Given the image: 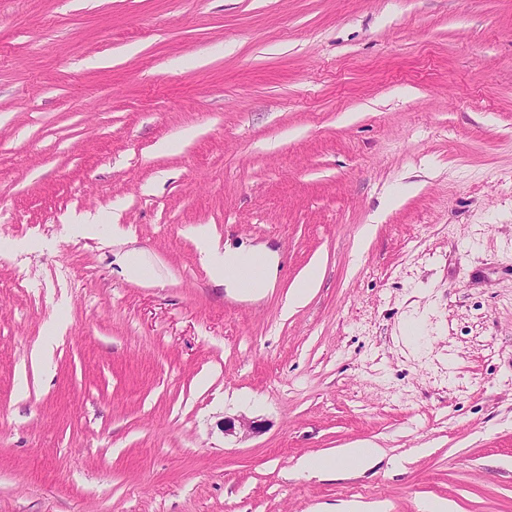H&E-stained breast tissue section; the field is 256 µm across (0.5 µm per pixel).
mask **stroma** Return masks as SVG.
Listing matches in <instances>:
<instances>
[{"mask_svg": "<svg viewBox=\"0 0 512 512\" xmlns=\"http://www.w3.org/2000/svg\"><path fill=\"white\" fill-rule=\"evenodd\" d=\"M431 501L512 512V0H0V512ZM196 239L203 262L208 266L213 278L222 282L224 287L238 289L243 293L273 288L276 261L270 251L224 248V252H220L211 246L205 228L198 229ZM256 264L261 268V272L253 275L252 271ZM318 280L317 268L308 269L300 283L289 293L286 309L291 310L301 306L307 300L311 289L316 287ZM376 455L377 449L375 448H345L337 459L333 457L322 461L306 460L304 466L313 472H330L336 470V465L345 464L361 469L369 465Z\"/></svg>", "mask_w": 512, "mask_h": 512, "instance_id": "obj_1", "label": "stroma"}]
</instances>
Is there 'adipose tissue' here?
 Listing matches in <instances>:
<instances>
[{
    "label": "adipose tissue",
    "instance_id": "1",
    "mask_svg": "<svg viewBox=\"0 0 512 512\" xmlns=\"http://www.w3.org/2000/svg\"><path fill=\"white\" fill-rule=\"evenodd\" d=\"M198 248L211 275L225 287L244 293L273 287L276 261L265 249H214L206 229H198Z\"/></svg>",
    "mask_w": 512,
    "mask_h": 512
}]
</instances>
